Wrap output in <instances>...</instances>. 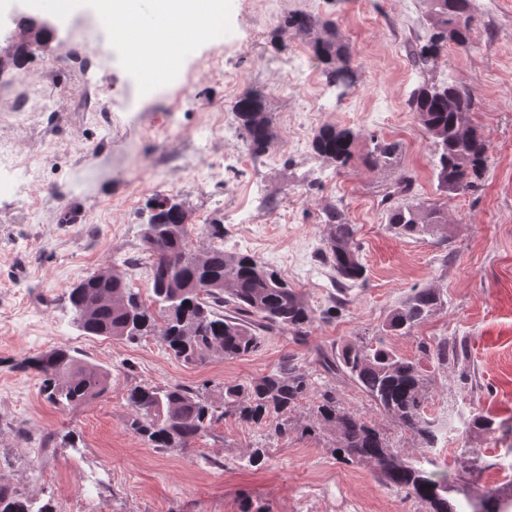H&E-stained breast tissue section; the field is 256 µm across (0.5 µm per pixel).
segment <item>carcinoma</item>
<instances>
[{
	"label": "carcinoma",
	"instance_id": "1",
	"mask_svg": "<svg viewBox=\"0 0 512 512\" xmlns=\"http://www.w3.org/2000/svg\"><path fill=\"white\" fill-rule=\"evenodd\" d=\"M436 32L417 53L425 66L451 42L461 49L472 46L470 0H431ZM285 29L305 34L325 32L331 24L297 13ZM314 56L324 65L328 83L346 95L354 88L350 55L336 44L334 35L317 36L311 43ZM264 96L250 94L238 101L237 112L255 151L271 148L276 135L263 104ZM432 139L433 168L444 192L459 194L476 185L489 157V143L465 124L472 108L468 94L454 84L423 85L411 100ZM355 134L349 129L324 126L313 138V149L321 157L342 165L351 156ZM396 144L378 141L368 157L373 166L388 164ZM158 198L147 203L148 224L155 239L142 235L143 252L151 259V293L142 298L128 287L123 276L107 267L89 275L68 292L76 327L87 334L112 336L136 342L158 337L175 358L203 365L213 357L236 358L254 351L258 330H278L301 338L314 321L313 311L301 294L276 271L252 255L224 250V230L207 227L210 242L192 244L190 212L159 209ZM442 212L434 204L420 201L394 208L389 224L407 237L432 235L442 226ZM322 259L342 287H357L365 281V267L352 225L332 209ZM444 305L436 288H414L394 310L387 330L406 335ZM463 348L446 341L437 344L435 357L444 368L458 358ZM324 370L355 383L403 430L431 448L437 440L432 422L423 417L428 386L418 363L388 349L382 339L356 340L322 356ZM19 367L41 377L45 399L71 408L104 395L110 372L85 362L78 352L59 346L37 356H28ZM313 397L312 411L318 423L334 432L332 453L349 461L375 465L385 485L406 492L426 512H512V498L491 492L472 503L459 478L441 475L403 452L387 436L346 409L335 391L320 387L305 370L284 361L276 371L249 382L224 385L222 402L215 404L200 389L181 385L136 386L127 395L132 412L131 428L158 450L190 448L206 436L212 424L226 414L246 424H260L275 416L277 436L288 435L290 415L299 402ZM495 431L492 417L477 412L464 431ZM0 512H34L30 499L16 488L0 486Z\"/></svg>",
	"mask_w": 512,
	"mask_h": 512
}]
</instances>
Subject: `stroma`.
<instances>
[{"mask_svg": "<svg viewBox=\"0 0 512 512\" xmlns=\"http://www.w3.org/2000/svg\"><path fill=\"white\" fill-rule=\"evenodd\" d=\"M475 47L447 44L428 66L417 52L434 32L430 0H224V31L182 52L170 80L146 89L119 40L108 42L103 72L84 84L68 54L95 16L82 0L31 74V101L11 111L15 72L0 75V485L21 489L47 512H423L405 492L385 486L366 462L331 453L302 400L287 437L274 419L256 425L228 415L193 448L162 452L130 427L127 395L136 386H206L220 401L225 383L245 382L283 359L315 371L319 351L356 338H383L414 360L429 389L424 416L438 429L436 447L401 433L356 384L331 378L342 405L374 424L404 452L431 458L461 476L472 501L490 490L512 495V0H472ZM310 13L333 23L353 58L355 89L339 96L310 49L311 38L278 29ZM453 83L470 96L468 126L490 144L473 190L440 191L433 144L410 106L424 84ZM260 92L277 139L287 150H250L229 102ZM325 125L353 130L347 166L318 156L312 141ZM396 143L391 164L374 167L375 141ZM158 195L185 200L197 234L224 227V248L247 252L276 270L313 310L306 337L264 332L259 347L233 359L193 366L156 337L128 343L85 334L67 294L105 267L146 289L141 236L146 204ZM428 201L446 229L421 238L389 226L393 207ZM337 209L355 227L366 280L333 308L335 275L320 251L326 214ZM439 289L444 304L406 336L383 326L412 289ZM464 341L466 355L438 368L427 349ZM108 369L101 398L59 409L40 393L41 379L21 359L56 346ZM492 416L497 429L449 430V417ZM262 465L247 466L252 448Z\"/></svg>", "mask_w": 512, "mask_h": 512, "instance_id": "obj_1", "label": "stroma"}]
</instances>
